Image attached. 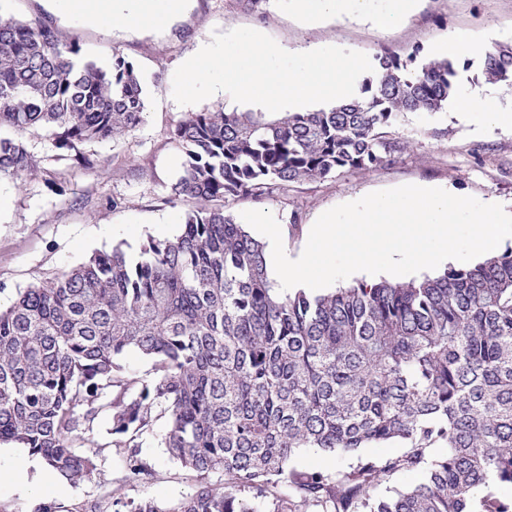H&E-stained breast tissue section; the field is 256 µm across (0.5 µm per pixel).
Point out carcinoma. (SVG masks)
I'll return each instance as SVG.
<instances>
[{
	"mask_svg": "<svg viewBox=\"0 0 512 512\" xmlns=\"http://www.w3.org/2000/svg\"><path fill=\"white\" fill-rule=\"evenodd\" d=\"M457 65L385 49L360 95L268 119L221 108L173 130L189 199L180 233L119 246L18 292L0 308V442L26 448L66 482L123 450L125 481L153 475L140 436L163 419L168 455L196 489L163 506L40 502L33 512H512L487 491L512 484V248L407 282L356 281L326 294L276 292L265 244L224 213L229 201L388 164L406 112L447 104ZM482 76L512 86V47L484 52ZM145 112L134 65L104 67L40 21L0 16V127L43 131L59 149L117 139ZM38 167L0 137V173ZM136 351L152 371L123 365ZM108 415V447L81 426ZM407 451L329 476L291 467L304 448L339 456ZM444 453L433 457L431 449ZM423 480L374 496L399 470ZM224 476L223 490L211 484Z\"/></svg>",
	"mask_w": 512,
	"mask_h": 512,
	"instance_id": "1",
	"label": "carcinoma"
}]
</instances>
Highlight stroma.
Wrapping results in <instances>:
<instances>
[{
    "instance_id": "35a3bbf8",
    "label": "stroma",
    "mask_w": 512,
    "mask_h": 512,
    "mask_svg": "<svg viewBox=\"0 0 512 512\" xmlns=\"http://www.w3.org/2000/svg\"><path fill=\"white\" fill-rule=\"evenodd\" d=\"M289 2L263 0L252 9L243 0H192L191 7L161 33L123 37L87 26L77 16L47 10L40 0H0V14L37 19L62 37L79 39L84 55L99 64L122 54L142 75L146 97L144 119L132 132L81 144L75 153L56 148L39 132L21 134L39 169L18 177L0 175V197L8 200L0 212L1 306H9L19 290L66 272L96 252L119 244L134 256L146 237H171L180 231V221L193 204L167 201L183 161L172 139L175 125L195 111L218 106L228 112L244 109L226 93L194 105H181L173 98L175 70L199 41L211 40L213 33L246 27L288 46H338L371 59L388 47L403 56L416 50L425 59L437 42L454 32L469 33L481 53L512 31V0H422L406 24L388 30L354 19L305 28L295 21ZM480 53L469 57L468 68L459 69L454 93L475 89L512 109V94L479 79ZM392 133L410 146L389 164L294 183L258 199L240 198L226 203L225 211L236 219L246 210L271 212L281 226L285 251L294 254L326 210L401 185L450 186L460 195L482 202L493 198L512 210V128H476L449 105L437 112L403 114ZM293 212L299 217L295 227L287 222ZM165 432L160 420L140 439V456L153 470L147 483L126 484L127 459L115 451L99 461L91 480L68 486L62 503L149 497L165 504L191 493L196 478L161 447ZM403 452L402 445L387 444L362 449L353 458L309 448L292 465L332 476L351 470L358 458L381 462Z\"/></svg>"
}]
</instances>
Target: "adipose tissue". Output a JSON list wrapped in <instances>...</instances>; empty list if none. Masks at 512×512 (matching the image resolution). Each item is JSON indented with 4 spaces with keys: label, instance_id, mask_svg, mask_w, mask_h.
I'll return each instance as SVG.
<instances>
[{
    "label": "adipose tissue",
    "instance_id": "adipose-tissue-1",
    "mask_svg": "<svg viewBox=\"0 0 512 512\" xmlns=\"http://www.w3.org/2000/svg\"><path fill=\"white\" fill-rule=\"evenodd\" d=\"M293 15L305 23L364 19L378 28H389L412 15L417 0H291ZM188 0H90L81 9L85 23L104 30L137 32L160 29L186 12ZM456 109L472 125L511 127L512 111L502 110L495 99L475 91L461 93Z\"/></svg>",
    "mask_w": 512,
    "mask_h": 512
}]
</instances>
